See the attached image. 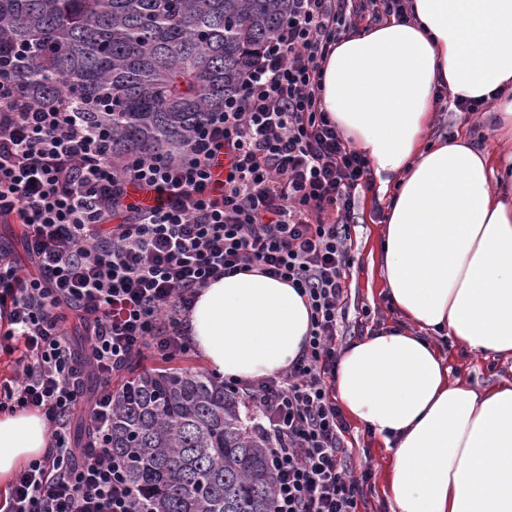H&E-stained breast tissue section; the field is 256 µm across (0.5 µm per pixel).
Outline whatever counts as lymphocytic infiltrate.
I'll return each mask as SVG.
<instances>
[{
	"label": "lymphocytic infiltrate",
	"mask_w": 512,
	"mask_h": 512,
	"mask_svg": "<svg viewBox=\"0 0 512 512\" xmlns=\"http://www.w3.org/2000/svg\"><path fill=\"white\" fill-rule=\"evenodd\" d=\"M364 0H290L242 89L172 159L112 155L88 107L35 103L0 54V218L14 217L36 266L0 247V414L42 413L49 446L16 472L0 512H148L109 446L112 377L148 353L183 359L190 317L212 282L258 272L306 297L310 329L288 369L225 380L268 442L272 512H360L369 473L345 462L336 403L337 329L351 237L345 224L369 162L321 103L323 64ZM81 321L76 349L64 312ZM99 388L86 394L87 375ZM84 410L89 435L73 437Z\"/></svg>",
	"instance_id": "1"
}]
</instances>
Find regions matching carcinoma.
Wrapping results in <instances>:
<instances>
[{
  "label": "carcinoma",
  "mask_w": 512,
  "mask_h": 512,
  "mask_svg": "<svg viewBox=\"0 0 512 512\" xmlns=\"http://www.w3.org/2000/svg\"><path fill=\"white\" fill-rule=\"evenodd\" d=\"M288 0H0V52L37 97L108 105L112 156L175 157L240 89ZM112 405V453L149 512H270L267 442L201 372L137 370Z\"/></svg>",
  "instance_id": "1"
}]
</instances>
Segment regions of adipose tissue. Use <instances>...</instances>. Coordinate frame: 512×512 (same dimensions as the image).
<instances>
[{
    "instance_id": "obj_1",
    "label": "adipose tissue",
    "mask_w": 512,
    "mask_h": 512,
    "mask_svg": "<svg viewBox=\"0 0 512 512\" xmlns=\"http://www.w3.org/2000/svg\"><path fill=\"white\" fill-rule=\"evenodd\" d=\"M407 7L339 39L323 67L324 110L391 195L378 263L405 320L342 351L336 394L389 454L394 512H512V382L450 380L426 337L512 358V193L492 184L489 149L426 137L446 91L486 102L512 141V0ZM190 324L213 373L251 380L288 368L310 312L291 285L251 272L206 288ZM47 445L39 412L0 417V490Z\"/></svg>"
}]
</instances>
